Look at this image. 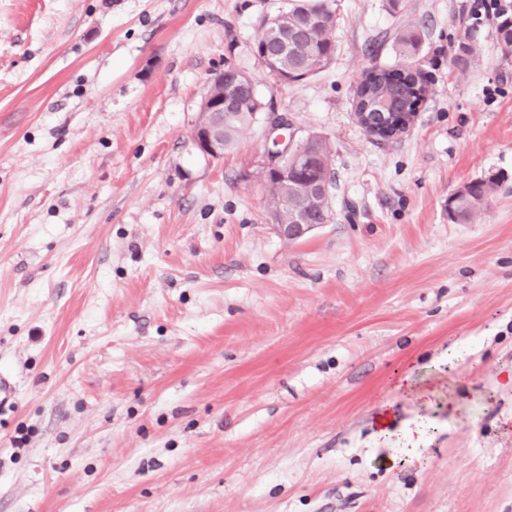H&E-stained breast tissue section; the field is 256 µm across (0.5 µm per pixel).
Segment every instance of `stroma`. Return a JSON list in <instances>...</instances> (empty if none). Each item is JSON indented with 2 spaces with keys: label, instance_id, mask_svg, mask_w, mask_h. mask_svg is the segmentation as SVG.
I'll use <instances>...</instances> for the list:
<instances>
[{
  "label": "stroma",
  "instance_id": "35a3bbf8",
  "mask_svg": "<svg viewBox=\"0 0 512 512\" xmlns=\"http://www.w3.org/2000/svg\"><path fill=\"white\" fill-rule=\"evenodd\" d=\"M483 2L336 0L332 64L287 84L256 44L288 0H0V512H512V59ZM398 24L428 93L381 142L354 89ZM228 66L329 142L331 223L274 230L265 118L196 147ZM498 184V175L488 174L464 184V191H460L464 185L455 190L448 197L449 221L456 224L468 223L475 213L487 209Z\"/></svg>",
  "mask_w": 512,
  "mask_h": 512
}]
</instances>
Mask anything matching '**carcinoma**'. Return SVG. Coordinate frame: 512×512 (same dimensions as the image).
Returning <instances> with one entry per match:
<instances>
[{"instance_id":"carcinoma-1","label":"carcinoma","mask_w":512,"mask_h":512,"mask_svg":"<svg viewBox=\"0 0 512 512\" xmlns=\"http://www.w3.org/2000/svg\"><path fill=\"white\" fill-rule=\"evenodd\" d=\"M333 0H291L283 13L288 15V50L280 55L269 73L279 80L298 82L330 65L336 52V10ZM497 44L504 58L512 57V13L502 10L494 20ZM392 43L396 62L393 65H373L366 68L354 90L353 107L357 112H373L378 96L396 90L404 96L403 111L415 112L416 105L425 97L415 94L414 87L421 83L420 72L409 67L416 55L420 34L407 26L397 25L382 36L369 40L367 50L375 56L386 42ZM461 55L455 64L466 65L478 50L474 28L465 26L459 34ZM224 91L235 98V106L224 115V149H231L239 133L257 119L264 105L256 87L248 83L225 86ZM308 159L305 165L310 174L321 180L334 181L331 165V147L325 138L314 137L306 143ZM499 178L488 174L466 183L464 190H457L448 197V220L464 224L480 210L488 208L498 187ZM268 194L288 196V209L280 215V222L288 223L294 210L310 207L307 195L297 181L286 184L274 179L266 181Z\"/></svg>"}]
</instances>
